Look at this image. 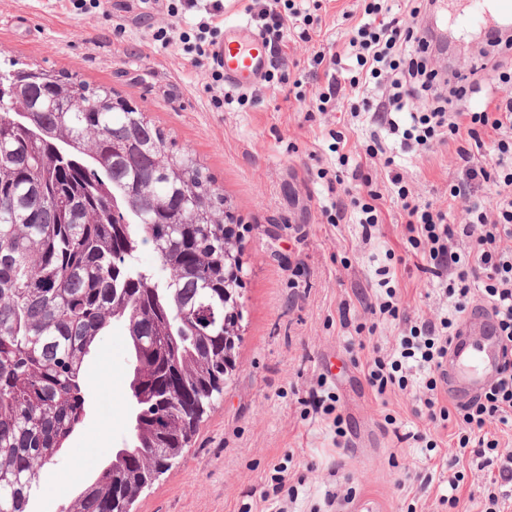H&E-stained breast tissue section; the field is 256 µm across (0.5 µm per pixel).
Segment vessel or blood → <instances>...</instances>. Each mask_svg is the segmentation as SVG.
Returning a JSON list of instances; mask_svg holds the SVG:
<instances>
[{"mask_svg": "<svg viewBox=\"0 0 512 512\" xmlns=\"http://www.w3.org/2000/svg\"><path fill=\"white\" fill-rule=\"evenodd\" d=\"M453 22L461 33L483 32L486 38L512 29V0H456ZM232 90L260 85L270 66L269 47L251 24L225 25L215 48ZM501 357V343L486 314L468 317L448 353V396L460 401L482 391L494 378Z\"/></svg>", "mask_w": 512, "mask_h": 512, "instance_id": "1", "label": "vessel or blood"}]
</instances>
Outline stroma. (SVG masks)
<instances>
[{"label":"stroma","instance_id":"35a3bbf8","mask_svg":"<svg viewBox=\"0 0 512 512\" xmlns=\"http://www.w3.org/2000/svg\"><path fill=\"white\" fill-rule=\"evenodd\" d=\"M321 16L319 35L287 43L291 75L308 70L317 52L345 49L361 0H324ZM199 19L171 16L165 0H106L100 8L89 0H0L1 62L70 72L132 99L195 155L234 217L232 248L242 263L235 368L181 458L132 512H351L365 498L380 512H448L447 429L433 430L436 449L415 440L426 426L418 401L396 389L377 394L366 362L375 353L398 358L412 323L440 322L451 307L408 241L391 178L402 176L416 201L462 223L461 204L448 197L464 176L457 142L405 153L383 130L386 153L370 156L372 127L352 116L346 87L328 112L300 110L275 82L262 88L259 105L216 108L204 71L180 48L152 41L158 28L188 32ZM355 168L381 196L383 222L369 237L346 193ZM338 174L344 184L330 185ZM390 287L398 317L366 313ZM127 367L125 332L112 328L88 362L84 424L46 472L58 492L37 499L34 512H59L87 481L83 449L105 458L122 447ZM330 394L339 427L316 405Z\"/></svg>","mask_w":512,"mask_h":512}]
</instances>
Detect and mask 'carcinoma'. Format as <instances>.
Listing matches in <instances>:
<instances>
[{"label": "carcinoma", "mask_w": 512, "mask_h": 512, "mask_svg": "<svg viewBox=\"0 0 512 512\" xmlns=\"http://www.w3.org/2000/svg\"><path fill=\"white\" fill-rule=\"evenodd\" d=\"M27 111L34 136L15 125ZM224 196L140 106L64 72L0 69V512H32L86 415L88 358L128 337L129 440L59 512H113L223 393ZM151 245L156 266L139 261Z\"/></svg>", "instance_id": "1"}]
</instances>
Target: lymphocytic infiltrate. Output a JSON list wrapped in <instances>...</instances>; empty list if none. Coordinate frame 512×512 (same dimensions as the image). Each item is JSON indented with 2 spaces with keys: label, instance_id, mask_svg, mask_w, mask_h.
Instances as JSON below:
<instances>
[{
  "label": "lymphocytic infiltrate",
  "instance_id": "obj_1",
  "mask_svg": "<svg viewBox=\"0 0 512 512\" xmlns=\"http://www.w3.org/2000/svg\"><path fill=\"white\" fill-rule=\"evenodd\" d=\"M384 3L363 0L362 18L348 40L349 56L316 53L312 65L323 68L327 83L309 96L302 90V80H294L295 98L308 109L324 112L346 85L360 98L374 124L401 134L405 151H427L447 138L459 141L457 154L465 177L451 185L450 194L462 202L465 223H449L446 213L432 203L416 202L400 177L392 179L398 187L403 219L409 231L426 244L428 269L448 295L451 313L441 322L425 321L412 327L400 340L399 359L388 363L372 357L367 377L381 394L390 386L408 390L410 380L401 372L403 361H413L429 371L425 384L429 395L423 401L426 418L456 428L459 458L491 473L482 512H512V454L502 453L499 440L485 429L491 421L512 427V69L493 63L496 88L480 111L442 106L438 74L426 65L431 43L421 29V7H411L404 17L391 18ZM223 9L221 0H212L196 36L164 28L153 35L164 48L181 44L193 66L206 69L207 89L218 107L246 102L245 97L225 94L224 74L213 55L222 36L217 18ZM253 18L276 55L281 54L288 33L310 40L315 22L312 14L302 13L289 0H269ZM341 69L348 75L343 82L336 76ZM429 96L435 99V107L419 109L418 100ZM484 185L493 190L495 205L490 209L473 197L475 188ZM476 301L495 321L503 359L496 378L483 393L450 408L436 393V377L443 372L463 315Z\"/></svg>",
  "mask_w": 512,
  "mask_h": 512
}]
</instances>
